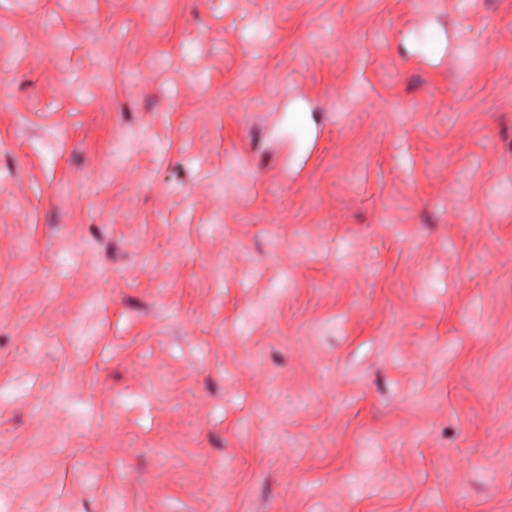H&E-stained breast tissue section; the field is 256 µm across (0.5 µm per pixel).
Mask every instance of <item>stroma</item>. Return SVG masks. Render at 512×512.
I'll return each mask as SVG.
<instances>
[{"mask_svg":"<svg viewBox=\"0 0 512 512\" xmlns=\"http://www.w3.org/2000/svg\"><path fill=\"white\" fill-rule=\"evenodd\" d=\"M0 512H512V0H0Z\"/></svg>","mask_w":512,"mask_h":512,"instance_id":"stroma-1","label":"stroma"}]
</instances>
